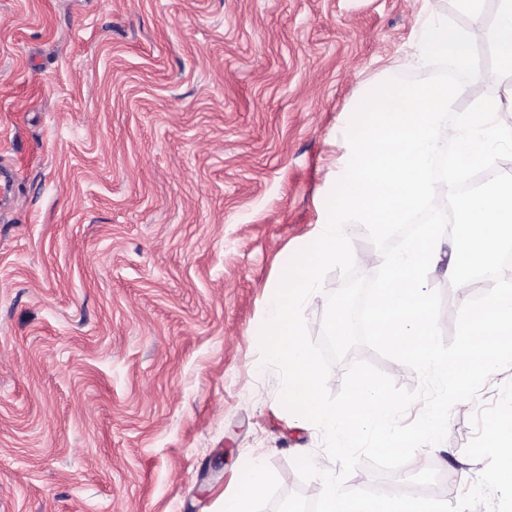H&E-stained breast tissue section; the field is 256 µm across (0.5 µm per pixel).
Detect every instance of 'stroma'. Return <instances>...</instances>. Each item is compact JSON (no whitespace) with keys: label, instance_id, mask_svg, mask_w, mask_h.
<instances>
[{"label":"stroma","instance_id":"35a3bbf8","mask_svg":"<svg viewBox=\"0 0 512 512\" xmlns=\"http://www.w3.org/2000/svg\"><path fill=\"white\" fill-rule=\"evenodd\" d=\"M408 0H0V512H255L314 498L320 430L264 365L266 304L315 239L341 129L406 60ZM428 274L451 339L473 288ZM451 411L410 478L456 503L484 467ZM268 481V474L261 458H255L245 478L240 491L232 496L225 497L224 512H253V503L262 492Z\"/></svg>","mask_w":512,"mask_h":512}]
</instances>
